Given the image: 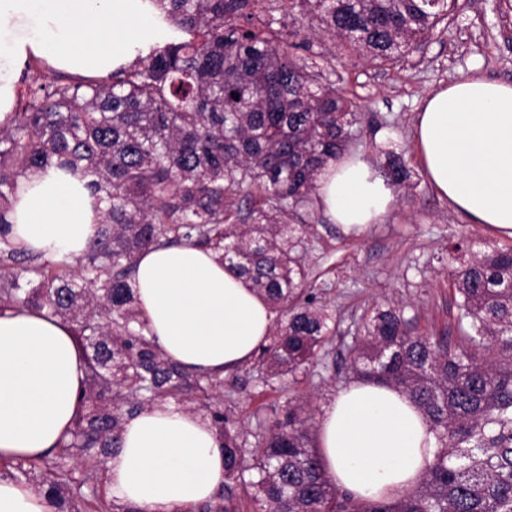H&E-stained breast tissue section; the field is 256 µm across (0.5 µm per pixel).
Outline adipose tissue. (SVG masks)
<instances>
[{"label":"adipose tissue","mask_w":512,"mask_h":512,"mask_svg":"<svg viewBox=\"0 0 512 512\" xmlns=\"http://www.w3.org/2000/svg\"><path fill=\"white\" fill-rule=\"evenodd\" d=\"M149 0H0V126L12 118L29 58L107 76L172 36ZM415 139L423 172L472 223L512 237V84L465 75L426 96ZM319 206L344 232L380 223L391 186L361 156L317 176ZM99 226L82 182L50 168L25 179L8 236L50 259L81 256ZM138 304L152 336L184 368L224 375L266 344L270 304L212 250L150 247L135 259ZM85 377L67 322L32 308L0 315V462L33 460L68 435ZM317 446L329 481L362 499L416 486L437 451L422 413L392 386L355 383L323 411ZM109 494L135 512H190L224 481L222 442L209 420L174 403L129 418L106 459ZM0 512H53L25 481L0 474Z\"/></svg>","instance_id":"1"}]
</instances>
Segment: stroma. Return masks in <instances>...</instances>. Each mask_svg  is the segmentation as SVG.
Masks as SVG:
<instances>
[{"mask_svg": "<svg viewBox=\"0 0 512 512\" xmlns=\"http://www.w3.org/2000/svg\"><path fill=\"white\" fill-rule=\"evenodd\" d=\"M274 17L280 35L300 26L307 55L327 64V78L363 113L353 153L380 164L383 150L393 149L411 177L396 193L384 222L357 235L343 233L318 208L299 211L298 223L311 227L303 256L312 285L336 314L335 334L326 346L328 368L297 383L285 375L259 382L249 364L225 375L223 405L244 434L255 432L259 418L292 397L307 398L312 417L320 418L347 386L350 350L364 317L378 304L399 306L419 332L455 335L457 307L448 263L454 244L481 240L512 247V238L469 223L439 197L422 171L414 139L421 101L470 69L512 84V0H457L447 19L415 49L384 67L346 54L319 18L295 20L283 10Z\"/></svg>", "mask_w": 512, "mask_h": 512, "instance_id": "stroma-1", "label": "stroma"}]
</instances>
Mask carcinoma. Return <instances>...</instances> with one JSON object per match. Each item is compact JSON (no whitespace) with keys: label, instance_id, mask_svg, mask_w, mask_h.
Listing matches in <instances>:
<instances>
[{"label":"carcinoma","instance_id":"1","mask_svg":"<svg viewBox=\"0 0 512 512\" xmlns=\"http://www.w3.org/2000/svg\"><path fill=\"white\" fill-rule=\"evenodd\" d=\"M151 2L174 28L169 42L103 78L35 76L21 111L0 127V313L33 307L69 322L87 366L69 437L4 471L35 482L57 512H102L103 459L120 446L126 418L172 398L210 411L224 480L242 485L247 512H512V248H456L452 341L416 332L395 306L364 318L347 373L403 389L438 444L420 483L387 500L361 501L327 479L299 403L258 422L257 448L247 451L232 414L209 404L224 380L184 369L149 336L134 259L188 244L215 251L283 309L262 349L274 374L296 380L322 362L336 315L312 293L299 253L310 225L290 217L360 123L317 62L255 15L253 0ZM300 2L345 47L379 62L409 54L448 14V0ZM50 167L81 174L99 210L75 275L3 230L21 181ZM382 173L395 189L410 178L393 151ZM238 191L251 204L241 224L228 198Z\"/></svg>","mask_w":512,"mask_h":512}]
</instances>
